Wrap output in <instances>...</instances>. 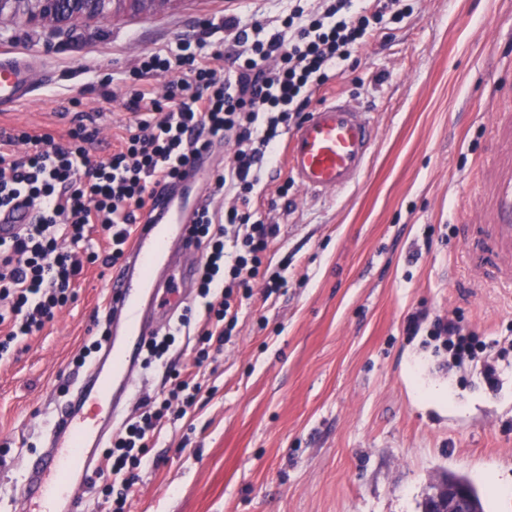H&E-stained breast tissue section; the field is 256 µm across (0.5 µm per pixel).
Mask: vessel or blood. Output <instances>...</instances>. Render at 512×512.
<instances>
[{
	"mask_svg": "<svg viewBox=\"0 0 512 512\" xmlns=\"http://www.w3.org/2000/svg\"><path fill=\"white\" fill-rule=\"evenodd\" d=\"M32 60L28 51L0 54V112L28 98ZM375 139L368 112L331 98L291 132L288 170L311 195L342 191L364 173ZM189 212L185 198L170 188L158 189L150 200L132 249L109 277L108 304L116 316L109 339L75 382L66 405L55 408L46 446L23 461L18 491L23 512H86L87 489L100 473V450L132 402L149 334L147 316L157 301L161 275L173 246H191ZM32 218L31 209L21 203L0 211V239H12ZM482 230L486 239L470 247V261L497 267L499 284L512 288V174L499 184L494 221Z\"/></svg>",
	"mask_w": 512,
	"mask_h": 512,
	"instance_id": "1",
	"label": "vessel or blood"
}]
</instances>
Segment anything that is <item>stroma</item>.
<instances>
[{
	"label": "stroma",
	"mask_w": 512,
	"mask_h": 512,
	"mask_svg": "<svg viewBox=\"0 0 512 512\" xmlns=\"http://www.w3.org/2000/svg\"><path fill=\"white\" fill-rule=\"evenodd\" d=\"M412 12L378 28L313 97L370 112L366 170L341 192L306 194L286 158L270 166L253 210L279 227L265 262L285 279L255 290L221 352L196 363L192 336L142 366L134 397L162 394L171 371L202 389L167 420L139 472L130 512H421L442 474L468 477L485 512H512V288L464 252L493 220L507 165L498 113H512V0H405ZM289 0H177L54 33L0 23L1 48L42 66L29 102L0 126L65 131L70 100L98 116L103 158L131 118L128 75L149 51L219 28H279ZM109 270L85 267L69 305L0 360V512H21L23 455L43 447L52 406L83 373L74 358L106 324ZM424 315L417 334L412 316ZM458 322L496 368L455 364L429 336ZM442 389L444 401H426Z\"/></svg>",
	"instance_id": "1"
}]
</instances>
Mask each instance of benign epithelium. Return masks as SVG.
Returning <instances> with one entry per match:
<instances>
[{
  "label": "benign epithelium",
  "mask_w": 512,
  "mask_h": 512,
  "mask_svg": "<svg viewBox=\"0 0 512 512\" xmlns=\"http://www.w3.org/2000/svg\"><path fill=\"white\" fill-rule=\"evenodd\" d=\"M176 0H0V21L50 27L63 32L78 22L115 18L124 14L151 16ZM469 489L444 479L428 494L424 512H472Z\"/></svg>",
  "instance_id": "1"
}]
</instances>
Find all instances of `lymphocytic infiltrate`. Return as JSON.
<instances>
[{"instance_id": "obj_1", "label": "lymphocytic infiltrate", "mask_w": 512, "mask_h": 512, "mask_svg": "<svg viewBox=\"0 0 512 512\" xmlns=\"http://www.w3.org/2000/svg\"><path fill=\"white\" fill-rule=\"evenodd\" d=\"M403 0H318L294 5L282 29L251 38L236 18L224 21L240 51L235 70H225L220 42L181 40L145 54L132 77L126 103L133 118L111 153L93 159L97 128L78 123L65 142L52 133L15 129L0 135V209L24 200L34 221L8 242L0 241V359L18 342L41 331L74 298L86 265L109 266L123 257L153 189L173 185L181 169L214 142L235 151L214 180L215 193L235 195L236 206L215 222L201 207L192 227L206 249L199 271L204 313L197 332L196 363L223 344L237 323V303L256 285L275 291L283 282L264 256L278 227L253 219L251 199L276 158L282 135L304 119L316 91L335 76L352 50L366 44L383 20L400 21ZM165 74L163 95L150 78ZM27 145L26 156L15 146ZM99 225L110 250L85 246L89 225ZM201 389L192 375L176 378L162 397H142L135 415L113 434L97 485L112 500L111 512H129V499L150 444L168 416H181Z\"/></svg>"}]
</instances>
